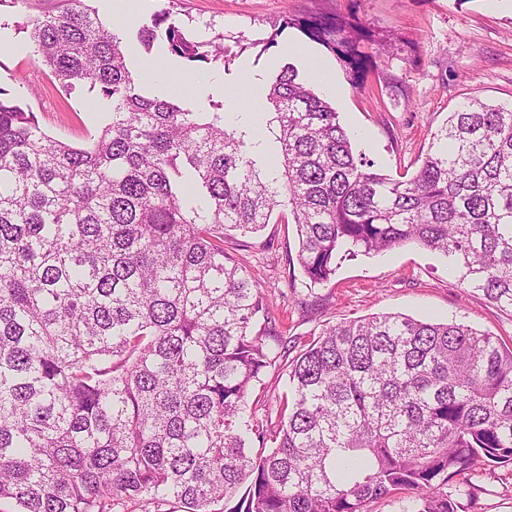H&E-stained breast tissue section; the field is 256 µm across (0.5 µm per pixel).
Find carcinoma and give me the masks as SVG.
<instances>
[{
	"label": "carcinoma",
	"mask_w": 512,
	"mask_h": 512,
	"mask_svg": "<svg viewBox=\"0 0 512 512\" xmlns=\"http://www.w3.org/2000/svg\"><path fill=\"white\" fill-rule=\"evenodd\" d=\"M91 2L59 0L26 27L64 90L99 86L110 118L90 147L49 136L0 87V502L366 512L408 487L414 512H457L450 478L512 464V346L395 313L327 326L288 361L267 428L247 397L275 364L267 339L284 336L224 236L288 213L314 284L341 260L416 243L512 314V108L466 99L416 171L392 178L354 154L291 64L267 86L261 132L247 112L229 125L221 104L144 95L122 24ZM162 2L144 46L224 61V36L188 39L180 0ZM284 25L367 72L341 20Z\"/></svg>",
	"instance_id": "carcinoma-1"
}]
</instances>
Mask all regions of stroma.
Instances as JSON below:
<instances>
[{"label": "stroma", "instance_id": "obj_1", "mask_svg": "<svg viewBox=\"0 0 512 512\" xmlns=\"http://www.w3.org/2000/svg\"><path fill=\"white\" fill-rule=\"evenodd\" d=\"M57 0H0V87L35 112L45 131L71 144L89 145L106 124L91 83L66 91L36 55L24 27L52 11ZM104 21L123 24V47L132 66L163 61L175 75H206L180 99L210 111L224 101L240 111L247 85L292 64L303 81L322 67L335 86L336 109L356 153L391 176L414 172L432 133L469 97L512 106V0H180V18L198 41L223 35L225 63H191L161 44L145 51L140 31L161 6L138 0L128 20L116 0H95ZM336 14L362 26L374 63L356 79L340 56L283 17ZM296 227L278 219L251 237L228 236L225 251L251 272L270 301V317L294 357L326 326L381 313L461 323L512 345V316L459 281L447 259L416 244L339 263L323 284L311 283L294 261ZM458 512H512V464L479 465L449 479Z\"/></svg>", "mask_w": 512, "mask_h": 512}]
</instances>
